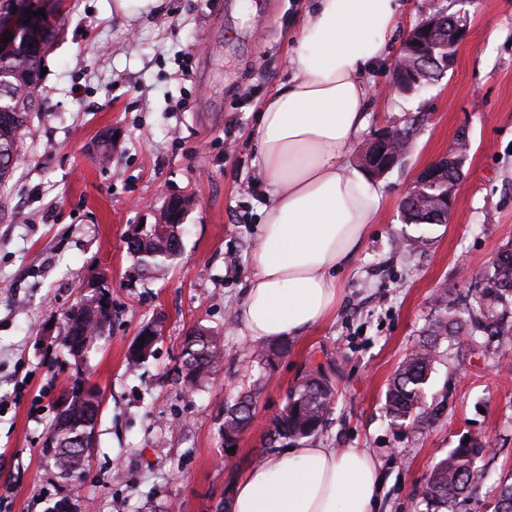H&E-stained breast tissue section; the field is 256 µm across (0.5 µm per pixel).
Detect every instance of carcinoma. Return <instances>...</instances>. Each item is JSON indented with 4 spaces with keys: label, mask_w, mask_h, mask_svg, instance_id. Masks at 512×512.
Listing matches in <instances>:
<instances>
[{
    "label": "carcinoma",
    "mask_w": 512,
    "mask_h": 512,
    "mask_svg": "<svg viewBox=\"0 0 512 512\" xmlns=\"http://www.w3.org/2000/svg\"><path fill=\"white\" fill-rule=\"evenodd\" d=\"M51 42V33L46 19H38L23 27L11 40L0 48V87L8 89L9 95L0 97V182L10 174V167L26 130L27 116L37 107L31 90L40 79L43 55L38 47ZM453 173L443 176L427 194L437 199L448 195L453 188L449 181L458 179ZM437 208L418 202L404 206V219L408 224L430 225L434 223ZM174 224H152L132 243L129 253L135 259L137 271L146 276L164 269L175 254L179 242L174 234ZM483 285L476 300L477 310L485 319L495 320L500 309L512 303V290L503 288L512 284V255L496 258L491 268L482 275ZM445 304L440 317L429 320L417 345L407 354L390 379L385 395L386 413L394 434L403 429L419 426L428 421L423 399L424 388L441 357L442 342H453L462 335L467 318L450 301L437 296ZM99 299L84 294L80 300L64 313L63 345L71 349L70 342L81 339L85 348H90L105 337L101 322ZM224 351L215 337L205 331H197L189 337L182 355V382L187 391L206 383L217 372ZM69 401L67 410L72 417L66 423L54 419L49 438L54 441L56 452L42 448L43 454L53 461L57 472L66 475L76 473L84 462L86 449L91 447L98 414L87 407V401L78 398L75 389L65 390ZM335 387L328 377L320 372L306 375L305 379L287 393L285 404L272 419L268 431L267 450L291 447L296 442L313 437L324 430L335 401ZM253 393L245 392L238 400L224 407L222 437L224 447L236 445L238 437L251 424L255 416ZM486 454L480 443H460L448 450L433 467L430 478L422 491L425 512H450L456 499L475 491L486 484L488 472L477 465Z\"/></svg>",
    "instance_id": "obj_1"
}]
</instances>
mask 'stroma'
I'll return each mask as SVG.
<instances>
[{"label":"stroma","mask_w":512,"mask_h":512,"mask_svg":"<svg viewBox=\"0 0 512 512\" xmlns=\"http://www.w3.org/2000/svg\"><path fill=\"white\" fill-rule=\"evenodd\" d=\"M56 36L27 135L0 185V512H225L224 487L267 452L287 392L320 369L336 388L318 439L367 448L385 475L377 512H423L431 468L470 439L481 463L512 476V339L492 330L443 348L427 389L432 422L394 435L384 403L400 362L440 310L437 289L470 303L482 274L512 244V0H443L465 11L455 64L421 92L387 94L389 66L370 72L368 142L412 128L403 161L379 182L381 208L342 271L333 318L288 340L272 368L241 334L240 309L269 197L255 153L256 116L291 75L301 0H166L148 20L113 15L111 0H51ZM117 135L100 165L102 132ZM471 149L447 223H404L400 202L422 167L459 133ZM194 199L182 249L143 276L127 247L170 195ZM105 278L110 336L75 363L63 314L85 280ZM162 319L154 353L129 370L127 349ZM218 336L224 364L202 390L180 383L197 330ZM103 398L79 479L42 456L62 391L77 378ZM256 386V414L224 453V408Z\"/></svg>","instance_id":"1"}]
</instances>
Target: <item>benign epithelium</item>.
I'll list each match as a JSON object with an SVG mask.
<instances>
[{
    "label": "benign epithelium",
    "instance_id": "benign-epithelium-1",
    "mask_svg": "<svg viewBox=\"0 0 512 512\" xmlns=\"http://www.w3.org/2000/svg\"><path fill=\"white\" fill-rule=\"evenodd\" d=\"M32 11V0H21L15 4L11 12L0 15V38L9 34L14 35L28 24V17L32 16ZM445 14L446 9L438 8L409 31L392 63L394 76L391 90L405 94L413 93L416 91V85L431 75V70L444 74L453 67L455 57L448 52V38L443 36L441 17ZM394 139L393 131L384 130L360 147L361 163L369 175L381 177L402 161L407 147L392 151L391 144ZM466 157L467 153L461 150L459 144L452 143L448 148V154L416 176L406 198L421 200L424 188L438 181L441 173L461 168ZM189 205L190 201L184 196L169 197L159 223H183Z\"/></svg>",
    "mask_w": 512,
    "mask_h": 512
}]
</instances>
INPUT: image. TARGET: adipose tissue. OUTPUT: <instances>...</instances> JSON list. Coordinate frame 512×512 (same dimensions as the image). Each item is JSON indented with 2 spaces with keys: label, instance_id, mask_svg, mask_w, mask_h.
Instances as JSON below:
<instances>
[{
  "label": "adipose tissue",
  "instance_id": "1",
  "mask_svg": "<svg viewBox=\"0 0 512 512\" xmlns=\"http://www.w3.org/2000/svg\"><path fill=\"white\" fill-rule=\"evenodd\" d=\"M401 0H313L289 57L292 76L258 114L255 151L269 188L241 301L251 342L327 322L337 278L365 242L382 191L347 156L367 122L368 72L386 62ZM383 474L365 448L301 441L239 478L232 512H374Z\"/></svg>",
  "mask_w": 512,
  "mask_h": 512
}]
</instances>
